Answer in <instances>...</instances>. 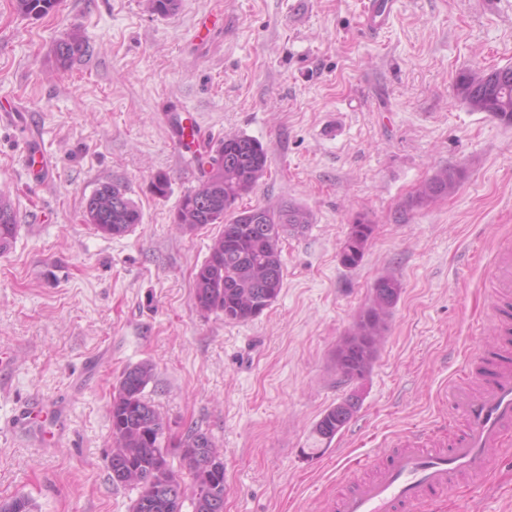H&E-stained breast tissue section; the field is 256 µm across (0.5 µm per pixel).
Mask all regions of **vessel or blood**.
Segmentation results:
<instances>
[{
  "label": "vessel or blood",
  "mask_w": 512,
  "mask_h": 512,
  "mask_svg": "<svg viewBox=\"0 0 512 512\" xmlns=\"http://www.w3.org/2000/svg\"><path fill=\"white\" fill-rule=\"evenodd\" d=\"M395 0H364L363 21L372 33L384 29ZM23 166L34 181L50 176L47 156L24 136ZM492 315L499 327L512 324V242L501 243L490 263ZM443 400L466 420L464 431L441 448L433 434L416 431L399 440L385 462L364 456L353 469L372 471L335 500L333 512H416L447 495L456 479L482 486L512 440V359L481 349L462 378L445 388Z\"/></svg>",
  "instance_id": "vessel-or-blood-1"
}]
</instances>
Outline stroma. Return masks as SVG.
I'll list each match as a JSON object with an SVG mask.
<instances>
[{
	"instance_id": "obj_1",
	"label": "stroma",
	"mask_w": 512,
	"mask_h": 512,
	"mask_svg": "<svg viewBox=\"0 0 512 512\" xmlns=\"http://www.w3.org/2000/svg\"><path fill=\"white\" fill-rule=\"evenodd\" d=\"M361 4L181 0L160 17L146 0H59L33 19L0 0V97L22 107L54 169L32 182L19 133L0 126V195L19 224L0 254V353L12 356L0 503L23 494L32 512H130L139 489L110 478L107 405L122 371L148 362L145 394L169 436L192 425L222 452L224 512H324L354 477L350 457L385 456L407 429L431 427L465 353L500 343L488 268L512 237V125L469 111L453 86L461 71L512 66V0H395L375 35ZM207 18L210 40L194 42ZM75 30L88 51L58 69L54 45ZM171 105L214 141L244 134L266 150L238 208L293 201L314 215L283 239V287L251 321L193 305L220 227L187 234L172 221L201 172L194 148L169 141ZM448 166L467 172L457 190L416 205ZM113 180L142 212L122 237L83 218ZM360 217L375 232L350 270L338 253ZM384 274L403 285L386 338L363 378L342 379L336 346ZM349 398V423L318 437L322 413ZM33 403L62 408L59 442L19 423ZM439 512H512V457L485 488L453 486Z\"/></svg>"
}]
</instances>
